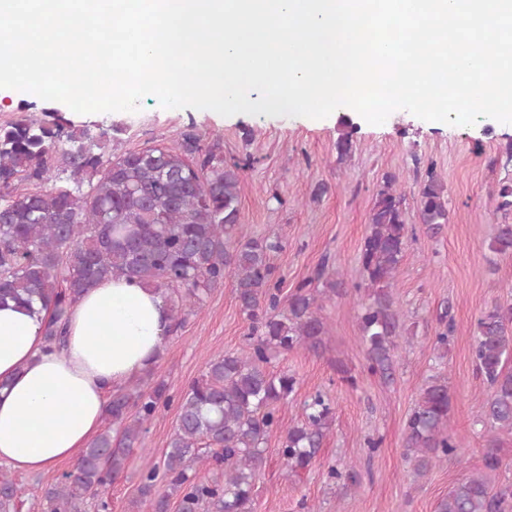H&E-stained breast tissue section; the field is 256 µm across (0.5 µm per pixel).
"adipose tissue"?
<instances>
[{
    "mask_svg": "<svg viewBox=\"0 0 512 512\" xmlns=\"http://www.w3.org/2000/svg\"><path fill=\"white\" fill-rule=\"evenodd\" d=\"M45 318L0 306V464L27 475L93 441L110 394L151 369L172 325L165 296L127 277L80 297L62 348L47 350Z\"/></svg>",
    "mask_w": 512,
    "mask_h": 512,
    "instance_id": "obj_1",
    "label": "adipose tissue"
}]
</instances>
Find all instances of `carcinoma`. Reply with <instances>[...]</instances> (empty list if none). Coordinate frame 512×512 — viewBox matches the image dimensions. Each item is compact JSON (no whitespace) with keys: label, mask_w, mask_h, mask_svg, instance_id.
Wrapping results in <instances>:
<instances>
[{"label":"carcinoma","mask_w":512,"mask_h":512,"mask_svg":"<svg viewBox=\"0 0 512 512\" xmlns=\"http://www.w3.org/2000/svg\"><path fill=\"white\" fill-rule=\"evenodd\" d=\"M120 124L93 131L65 113L45 108L21 113L0 125V305L38 301L49 311L45 338L63 340L67 316L98 282L136 277L169 297L174 326L199 309L212 289L231 277L242 313L252 323V342L241 353L210 359L202 378L178 402L177 425L162 462L141 473L139 493L154 512H253L252 486L265 464L264 444L282 429L280 406L297 380L275 374L272 353L316 351L326 326L318 297L336 293L328 260L299 284L279 308L280 283L270 255L277 237L255 238L244 230L239 206V170L224 164L220 144L203 143L189 126L174 147L163 144L114 153ZM28 182L31 189L19 190ZM51 187L46 188L44 184ZM404 196L386 178L369 216L361 263L369 302L358 315L367 372L394 379L400 355L395 342L400 313L392 289L408 234ZM419 223L436 234L448 223V198L434 167L419 191ZM490 250L512 255V224H500ZM322 282L323 288L313 286ZM472 356L490 388L478 421L488 435L486 473L471 474L442 499L437 512H509L512 492L497 490L488 473L501 467L495 433L512 430V304L496 302L477 319ZM171 402L165 381L153 377L112 393L107 427L78 455L75 468L43 492L45 512H79L84 500L100 498L126 468L160 409ZM448 378L434 376L420 390L404 432L406 455L417 475L459 455L450 426ZM334 411L316 393L303 402L300 420L284 430L278 454L299 474L316 458ZM207 458L216 471L201 477ZM13 479L0 472V512H21Z\"/></svg>","instance_id":"carcinoma-1"}]
</instances>
